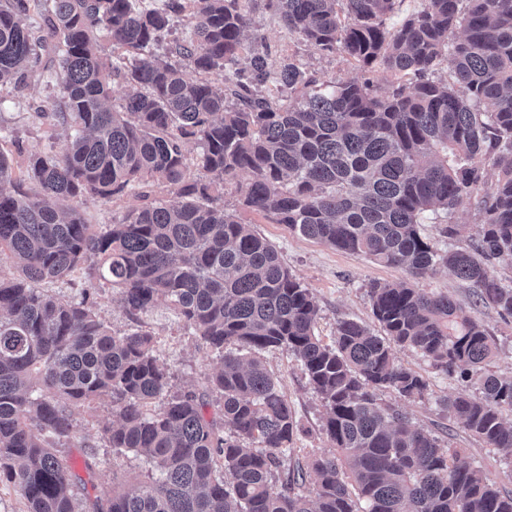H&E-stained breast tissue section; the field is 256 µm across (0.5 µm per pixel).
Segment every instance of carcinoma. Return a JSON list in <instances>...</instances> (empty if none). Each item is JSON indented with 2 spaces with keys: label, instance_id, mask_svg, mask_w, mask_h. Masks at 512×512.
<instances>
[{
  "label": "carcinoma",
  "instance_id": "obj_1",
  "mask_svg": "<svg viewBox=\"0 0 512 512\" xmlns=\"http://www.w3.org/2000/svg\"><path fill=\"white\" fill-rule=\"evenodd\" d=\"M42 0L0 3V88L17 86L38 56L24 19ZM63 107L44 114L74 135L62 153L30 155L39 192L10 193L14 168L0 151V482L26 512H80L83 481L41 439H69L71 407L112 399L103 426L116 453L145 454L155 473L132 490L112 487L88 512H512V491L472 465L381 392L423 399L430 385L396 349L463 381L442 399L475 439L512 458V374H484L497 342L452 297L416 279L443 266L473 288L474 305L512 317V286L494 274L512 263V0H425L393 31L396 0H267L289 30L322 53L340 52L391 74L388 91L349 79L322 86L294 61L251 48L240 0H51ZM194 38L165 46L173 19ZM133 56L109 63L94 32ZM250 53L248 66L239 55ZM190 61L189 79L175 58ZM448 61V76L438 68ZM220 71V85L208 75ZM127 94L120 105L112 83ZM272 83L276 93L264 94ZM198 166L188 172L185 144ZM496 178L485 179L486 165ZM245 183H239L241 176ZM239 185L242 204L336 250L405 270L410 282L369 285L383 335L337 323L317 333L320 307L277 250L215 203ZM163 185L172 203L144 188ZM138 194L141 204L99 233L65 201ZM477 211L478 236L441 252L421 232L427 211ZM83 267L118 291L130 315L168 300L220 358L210 402L193 390L166 396L169 372L143 330L115 335L88 297L44 293ZM293 354L324 407V448H304L278 381L256 355ZM163 406L149 410L155 399Z\"/></svg>",
  "mask_w": 512,
  "mask_h": 512
}]
</instances>
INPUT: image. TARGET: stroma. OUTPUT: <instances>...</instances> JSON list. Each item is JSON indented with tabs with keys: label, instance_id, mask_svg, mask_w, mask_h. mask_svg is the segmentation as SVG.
I'll list each match as a JSON object with an SVG mask.
<instances>
[{
	"label": "stroma",
	"instance_id": "obj_1",
	"mask_svg": "<svg viewBox=\"0 0 512 512\" xmlns=\"http://www.w3.org/2000/svg\"><path fill=\"white\" fill-rule=\"evenodd\" d=\"M241 8L252 17L258 34L263 37L273 59H294L319 82L327 84L340 79L370 80L378 91H386L390 77L387 73L360 67L341 53L324 54L305 42L297 33L288 30L281 19L264 7L263 0H240ZM60 68L54 56H43L39 66L28 74L21 88L0 89V150L13 163L15 175L23 190H31L32 182L25 178L28 157L48 147L64 148L67 133L63 128L49 125L39 118L42 109L53 107L59 96ZM236 185L226 186L223 204L239 221L251 225L271 242L288 269L315 296L321 319L317 331L324 341H332L336 324L353 319L374 326L368 285L373 281L399 282L407 273L388 267L365 256L343 252L316 240L289 231L286 225L273 223L262 214L244 207ZM131 194L111 200H90L81 204L80 212L92 231L99 232L138 206ZM419 285L429 291L451 296L465 308L475 309L477 316L496 338L499 354L490 367L492 374L512 372V319H503L495 309L474 307L473 290L448 270L420 279ZM45 293L65 301L89 297L94 311L113 333L121 335L136 329L149 332L155 342L156 354L170 372L171 391L207 390L209 375L220 366L219 358L203 345L193 330L166 301H157L149 311L131 316L120 308L115 292L101 283L88 279L83 273L72 274L66 280L46 282ZM400 360L415 371L427 376L430 393L424 399L405 403L404 408L415 422L441 437L445 444L469 451L470 461L498 484L512 491V460L497 450L470 436L460 424L443 413L440 399L453 394L458 384L432 371L420 356L408 350H398ZM267 369L279 381L292 405L302 432L296 445L300 448H321L326 444L322 432L324 409L320 398L310 389L294 356L282 350L261 355ZM73 437L60 443L62 455L77 457V445L92 447L99 463L93 487L77 492L78 501L94 496L117 485L132 489L150 468L144 456L133 451L114 454L102 435L105 422L112 420V402L103 397L91 403L74 406L71 410Z\"/></svg>",
	"mask_w": 512,
	"mask_h": 512
}]
</instances>
